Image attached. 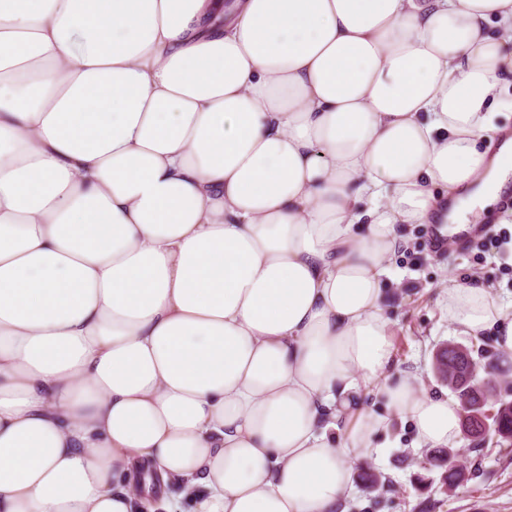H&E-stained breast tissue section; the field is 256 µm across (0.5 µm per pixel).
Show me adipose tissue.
I'll return each instance as SVG.
<instances>
[{
    "mask_svg": "<svg viewBox=\"0 0 512 512\" xmlns=\"http://www.w3.org/2000/svg\"><path fill=\"white\" fill-rule=\"evenodd\" d=\"M512 0H0V512H347L390 415L408 224L464 230L512 156ZM459 332L512 313L444 292ZM374 390L387 408L362 404Z\"/></svg>",
    "mask_w": 512,
    "mask_h": 512,
    "instance_id": "obj_1",
    "label": "adipose tissue"
}]
</instances>
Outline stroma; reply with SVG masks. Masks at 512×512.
Wrapping results in <instances>:
<instances>
[{
	"instance_id": "obj_1",
	"label": "stroma",
	"mask_w": 512,
	"mask_h": 512,
	"mask_svg": "<svg viewBox=\"0 0 512 512\" xmlns=\"http://www.w3.org/2000/svg\"><path fill=\"white\" fill-rule=\"evenodd\" d=\"M430 233L427 224L406 226L407 244L391 262L386 279L385 311L391 321L396 372L432 393L448 395V387L434 375L433 358L441 346L455 342L487 349L490 362L512 381V362L502 358L492 334L458 333L439 305L448 286L477 277L492 286L512 312V255L494 249L480 255L451 242L436 250ZM376 443L379 450L365 467L380 475L382 483L370 489L363 478H356L347 501L349 512H512V453L491 447L477 452L462 445L459 461L467 476L449 493L440 470L423 469L430 450L418 446L412 423L394 421Z\"/></svg>"
}]
</instances>
